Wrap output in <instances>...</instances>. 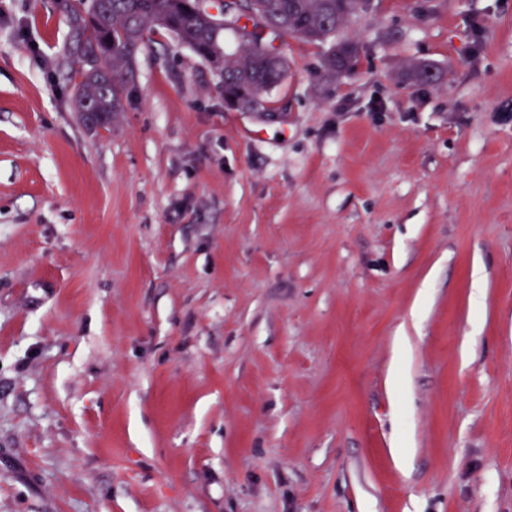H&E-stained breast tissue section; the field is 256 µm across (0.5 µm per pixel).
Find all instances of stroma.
<instances>
[{"label": "stroma", "instance_id": "1", "mask_svg": "<svg viewBox=\"0 0 512 512\" xmlns=\"http://www.w3.org/2000/svg\"><path fill=\"white\" fill-rule=\"evenodd\" d=\"M338 36L262 115L157 31L95 128L0 0V512H512V0ZM224 105L233 110L244 112H273L266 100L260 95H250L243 99H237L233 95L225 94Z\"/></svg>", "mask_w": 512, "mask_h": 512}]
</instances>
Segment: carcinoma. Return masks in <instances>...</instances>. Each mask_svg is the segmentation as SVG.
I'll list each match as a JSON object with an SVG mask.
<instances>
[{
  "label": "carcinoma",
  "instance_id": "1",
  "mask_svg": "<svg viewBox=\"0 0 512 512\" xmlns=\"http://www.w3.org/2000/svg\"><path fill=\"white\" fill-rule=\"evenodd\" d=\"M74 33L67 62L81 81L75 86V105L82 115L94 113L95 126L112 123L122 98L108 76L119 81L135 78L134 56L146 36L157 30L172 35L204 61L226 58L224 90L238 95L279 85L288 63L270 57L274 42L288 31L308 42L328 45L344 70L357 62L353 43L336 39L341 25L359 0H266L273 22L268 33H254V44L240 56L224 53V35L233 27L212 29L205 14L186 8V0H59Z\"/></svg>",
  "mask_w": 512,
  "mask_h": 512
}]
</instances>
